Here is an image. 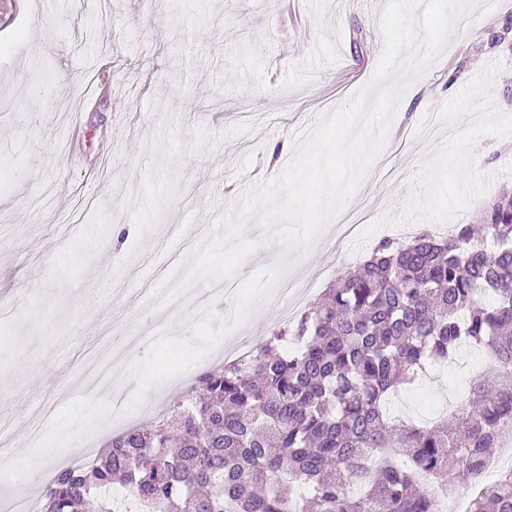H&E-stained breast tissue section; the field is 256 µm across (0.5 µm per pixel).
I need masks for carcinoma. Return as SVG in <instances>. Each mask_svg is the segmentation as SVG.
I'll return each mask as SVG.
<instances>
[{
    "instance_id": "carcinoma-1",
    "label": "carcinoma",
    "mask_w": 512,
    "mask_h": 512,
    "mask_svg": "<svg viewBox=\"0 0 512 512\" xmlns=\"http://www.w3.org/2000/svg\"><path fill=\"white\" fill-rule=\"evenodd\" d=\"M471 345L490 367L477 407L428 425L389 396ZM512 439V199L446 238L380 240L249 358L200 374L158 424L115 435L90 467L56 469L39 512H436L429 479L465 481ZM297 480L305 493L290 490ZM469 512H512V468Z\"/></svg>"
}]
</instances>
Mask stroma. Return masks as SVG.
Segmentation results:
<instances>
[{
  "mask_svg": "<svg viewBox=\"0 0 512 512\" xmlns=\"http://www.w3.org/2000/svg\"><path fill=\"white\" fill-rule=\"evenodd\" d=\"M386 0H0V428L24 427L16 469L43 472L103 453L116 416L164 411L204 360L296 316L281 288L319 298L380 239L472 224L512 191V8L473 0L440 57L403 93L367 177L306 248L245 222L255 251L221 299L194 283L205 318L170 319L165 294L213 226L290 161L315 127L371 80ZM122 233H115V226ZM149 342L92 403L82 382L111 362L120 332ZM465 347L391 399L468 403ZM54 443L58 460L42 456Z\"/></svg>",
  "mask_w": 512,
  "mask_h": 512,
  "instance_id": "35a3bbf8",
  "label": "stroma"
}]
</instances>
